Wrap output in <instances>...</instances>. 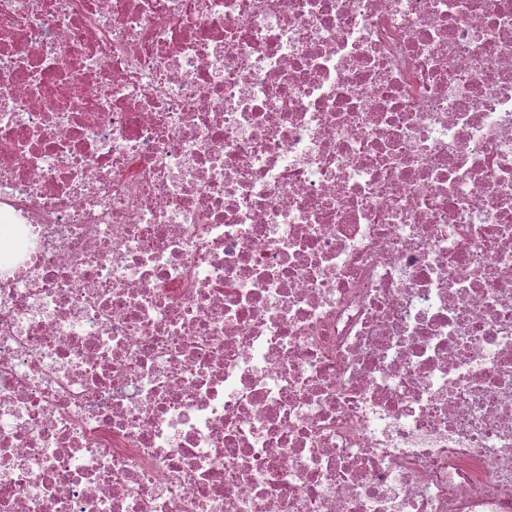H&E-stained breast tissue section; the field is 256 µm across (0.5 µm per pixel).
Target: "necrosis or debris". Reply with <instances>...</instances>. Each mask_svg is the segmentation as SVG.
I'll return each instance as SVG.
<instances>
[{
    "label": "necrosis or debris",
    "mask_w": 512,
    "mask_h": 512,
    "mask_svg": "<svg viewBox=\"0 0 512 512\" xmlns=\"http://www.w3.org/2000/svg\"><path fill=\"white\" fill-rule=\"evenodd\" d=\"M0 512H512V0H0Z\"/></svg>",
    "instance_id": "1"
}]
</instances>
